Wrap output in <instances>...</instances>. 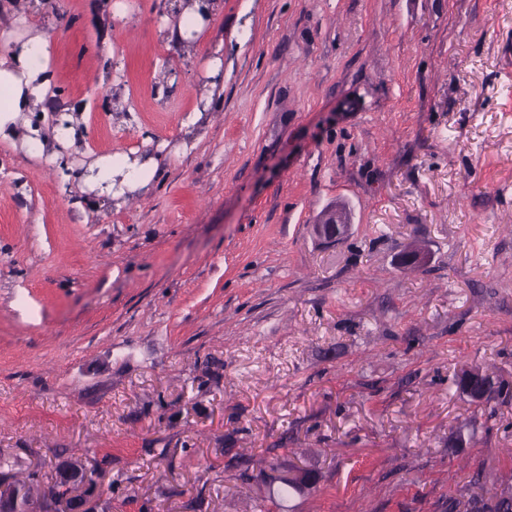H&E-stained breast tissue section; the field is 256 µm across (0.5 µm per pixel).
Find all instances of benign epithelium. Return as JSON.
Listing matches in <instances>:
<instances>
[{
  "label": "benign epithelium",
  "mask_w": 512,
  "mask_h": 512,
  "mask_svg": "<svg viewBox=\"0 0 512 512\" xmlns=\"http://www.w3.org/2000/svg\"><path fill=\"white\" fill-rule=\"evenodd\" d=\"M345 228L344 214L340 211L324 215L314 225L315 232L329 240L339 236ZM460 389L471 400L483 402L489 391L494 389V381L481 370L473 369L462 376ZM78 473V468L68 464L59 467V479L71 488L69 495L60 500L49 494L44 497L31 496L18 487L0 484V512H88V502L81 495L84 483L75 478Z\"/></svg>",
  "instance_id": "benign-epithelium-1"
}]
</instances>
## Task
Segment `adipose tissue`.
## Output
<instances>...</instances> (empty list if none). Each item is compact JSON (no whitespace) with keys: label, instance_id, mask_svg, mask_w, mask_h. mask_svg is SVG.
Instances as JSON below:
<instances>
[{"label":"adipose tissue","instance_id":"ef3b65f1","mask_svg":"<svg viewBox=\"0 0 512 512\" xmlns=\"http://www.w3.org/2000/svg\"><path fill=\"white\" fill-rule=\"evenodd\" d=\"M216 8L214 0H195L186 8L182 0H170L162 29L168 40L195 38ZM51 41L42 34L20 27L8 37L0 55V137H11L21 113L37 111L50 90L48 74ZM159 169L157 158H130L121 153L104 156L81 173L80 179L98 196H114L116 190L134 191L148 186Z\"/></svg>","mask_w":512,"mask_h":512}]
</instances>
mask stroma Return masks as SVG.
I'll return each mask as SVG.
<instances>
[{"mask_svg": "<svg viewBox=\"0 0 512 512\" xmlns=\"http://www.w3.org/2000/svg\"><path fill=\"white\" fill-rule=\"evenodd\" d=\"M167 4L0 0V53L18 18L50 36L75 131L37 158L0 140L9 475L101 465L112 512H466L512 487V0H219L184 46ZM114 152L161 171L88 205L78 175ZM471 365L491 406L456 391ZM291 463L314 489L270 484ZM344 214L341 211L325 214L319 224L314 225L315 232L324 239H335L346 228Z\"/></svg>", "mask_w": 512, "mask_h": 512, "instance_id": "obj_1", "label": "stroma"}]
</instances>
